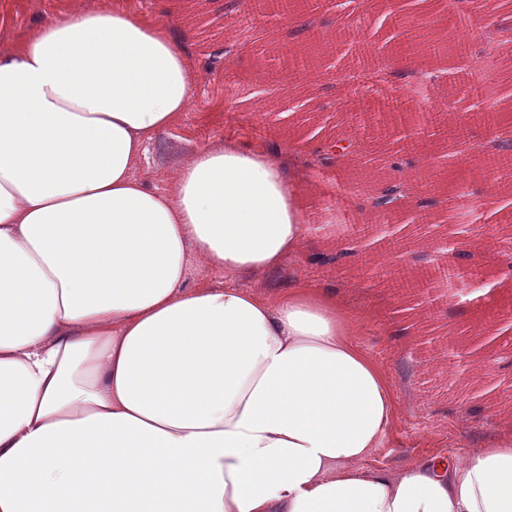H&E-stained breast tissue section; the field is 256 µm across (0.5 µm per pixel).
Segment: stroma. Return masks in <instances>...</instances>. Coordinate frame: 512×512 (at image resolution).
<instances>
[{
    "instance_id": "35a3bbf8",
    "label": "stroma",
    "mask_w": 512,
    "mask_h": 512,
    "mask_svg": "<svg viewBox=\"0 0 512 512\" xmlns=\"http://www.w3.org/2000/svg\"><path fill=\"white\" fill-rule=\"evenodd\" d=\"M389 1L419 29L430 27L434 16L451 23L459 15L456 0H323L317 25L294 37L290 30L300 23L295 16L275 24L243 13L230 25L221 14L203 8L201 0L130 3L149 18L169 14L189 25L187 53L195 74L189 111L147 143L137 176L166 193L173 170L194 149L248 140L276 148L298 172L310 245L324 253L341 247L345 215H356L364 227L358 259L325 264L307 252L287 261L284 271L296 281L335 293L353 310L378 312V322L365 325L356 341L385 366L397 397V417L369 463L402 472L420 456L458 448L460 436L476 443L512 423V279H501L499 273L504 263L499 242L512 236V224L503 219L512 193L500 194L484 157L448 150L456 127H467L473 143L490 135L487 127L470 120L482 111L483 97L473 89L468 71H460L450 87L401 82L370 89L337 87L341 69H357L368 61L377 68L411 65V58L397 50L401 30L387 15ZM78 3L0 0V52L19 48L32 28ZM303 89L312 110L326 118L325 127L309 126L305 113L289 111L290 96ZM448 99L455 107L445 124L422 132L400 129L385 141L336 123L356 101L373 110L397 101L402 111L415 113ZM339 131L359 138L361 152L372 158L416 142L417 168L460 170L472 194L457 207H447L456 186L435 178L432 195L440 199V207L427 212L410 199L394 214V230L382 232L375 213L360 207L372 182H358L356 170L346 162L319 161L321 144ZM460 230L466 231L467 248L484 271L479 290H470L466 279L425 274L418 266L391 261L392 252L406 250L408 244L421 249Z\"/></svg>"
}]
</instances>
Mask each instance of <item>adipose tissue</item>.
<instances>
[{"instance_id":"1","label":"adipose tissue","mask_w":512,"mask_h":512,"mask_svg":"<svg viewBox=\"0 0 512 512\" xmlns=\"http://www.w3.org/2000/svg\"><path fill=\"white\" fill-rule=\"evenodd\" d=\"M179 21L79 8L0 53V512H512V427L400 473L384 368L301 254L295 176L239 140L134 174L188 111ZM224 288L186 285L189 255Z\"/></svg>"}]
</instances>
